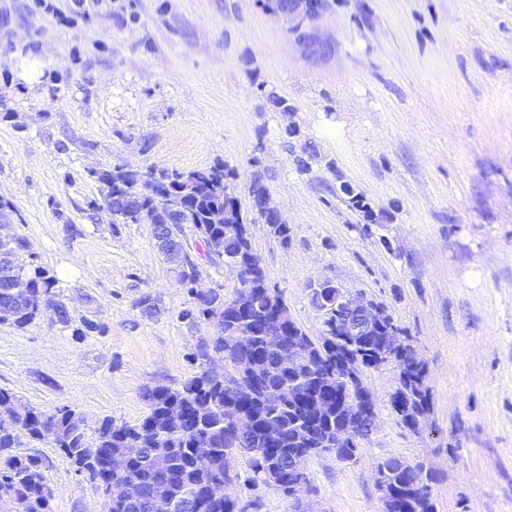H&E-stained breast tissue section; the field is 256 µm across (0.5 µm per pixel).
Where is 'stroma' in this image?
<instances>
[{"mask_svg":"<svg viewBox=\"0 0 512 512\" xmlns=\"http://www.w3.org/2000/svg\"><path fill=\"white\" fill-rule=\"evenodd\" d=\"M222 162L268 286L312 338V284L382 302L428 367L422 432L370 372L376 428L353 461L311 457L296 496L238 462L244 512H382L378 464L422 463L435 512H512V0H103L60 25L0 0V196L23 263L55 281L66 318L0 321V389L52 412L133 424L145 388L200 370L213 333L191 319L147 224H116L95 169L189 172ZM261 176L289 227L250 204ZM183 236L199 288L236 277ZM158 311L147 314L145 303ZM51 512H107L51 441L22 440ZM260 182H262L260 176H254L250 184L249 193L251 197H260L261 207L259 214L264 219V223L268 224L270 232L280 239H287L288 225L283 221L280 212L269 205L267 189L258 194L256 192V187Z\"/></svg>","mask_w":512,"mask_h":512,"instance_id":"obj_1","label":"stroma"}]
</instances>
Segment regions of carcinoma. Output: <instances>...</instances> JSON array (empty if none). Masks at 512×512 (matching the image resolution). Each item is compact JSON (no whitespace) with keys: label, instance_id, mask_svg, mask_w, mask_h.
<instances>
[{"label":"carcinoma","instance_id":"carcinoma-1","mask_svg":"<svg viewBox=\"0 0 512 512\" xmlns=\"http://www.w3.org/2000/svg\"><path fill=\"white\" fill-rule=\"evenodd\" d=\"M148 173L160 179L159 187L166 193V207L162 208L160 223L193 224L203 236L224 241V253L239 255L245 264H252L254 251L242 249V238H226L224 225L205 223L206 213L215 206L224 205V191L231 190L232 173L224 169V163L217 162L188 173L152 168ZM124 183L131 202L112 213V223L138 224L137 199L141 189L130 179ZM253 284V310L245 316L225 306L224 294L219 291L196 302V314L204 321L218 317L224 327L242 328L248 333L245 346L228 351L224 347V333L217 329L214 336L203 343L199 357L206 359L217 355L236 366L254 355L266 359L273 368L288 361V336L280 337L275 345L269 343L267 315L273 305L264 271L256 270ZM53 288L54 281L43 274L21 279L12 296V302L19 310L13 323L20 326L31 320L34 313L28 306L35 304L40 296L53 295ZM311 302L326 309V326H336L335 289H314ZM390 340L397 367L391 406L401 422L416 432L430 411L426 364L408 337L397 335ZM319 347L323 351V360L315 370L290 372L285 368L282 373L257 385L244 375L240 381L245 385V391L239 393L224 388V381L210 376L204 369L177 387L149 388L143 394L148 412L134 424H116L112 418L104 417L96 421L92 432L83 427L72 433L73 409L64 406L47 413L33 407L28 423L29 438L47 439L44 434L47 427L64 432L61 437L51 438V442L71 460L77 471L88 474L96 490L112 488V512H149L143 499L148 497L152 484L158 479L149 453L131 463L129 477L123 480L114 479L105 469L107 458L123 447L124 440L132 435L142 436L145 448L166 451L170 492L194 505L193 512H239L237 500L229 491L219 502L205 498L207 485L216 479L232 487L237 478L233 463L238 457L245 458L257 478L286 494L288 487L296 488L307 482L305 469L296 466L292 459L295 454L307 452L308 445L302 440V432L312 429L319 439L332 443V447L338 449L336 458L341 462L351 461L357 455L336 439V411L330 410L312 421L307 406L270 398L272 392L288 382L294 383L304 397L312 400L323 397L325 390L335 386L327 374L331 373L330 359L336 355V337H320ZM173 404L184 411V424L179 428L168 425L164 417L167 407ZM229 406L244 410L252 418V428L247 435L239 434L224 422V409ZM196 443H207L212 449L207 469L194 465L193 446ZM17 445L7 413H0V503L17 501L26 504L27 512H49L53 491L45 481L41 461L34 455L12 453V448ZM433 480L434 475L423 471L422 464L397 457H389L377 466L376 482L386 483L399 491V498L395 499L389 512H434L430 497Z\"/></svg>","mask_w":512,"mask_h":512}]
</instances>
